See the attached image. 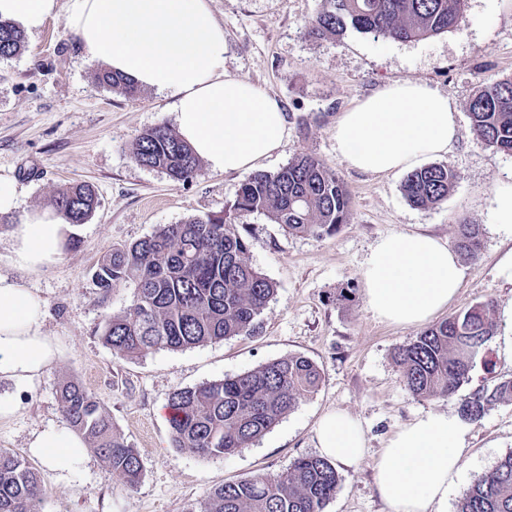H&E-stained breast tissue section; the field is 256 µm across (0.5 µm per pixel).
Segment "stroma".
I'll list each match as a JSON object with an SVG mask.
<instances>
[{"instance_id": "obj_1", "label": "stroma", "mask_w": 512, "mask_h": 512, "mask_svg": "<svg viewBox=\"0 0 512 512\" xmlns=\"http://www.w3.org/2000/svg\"><path fill=\"white\" fill-rule=\"evenodd\" d=\"M322 6L323 0H211L224 28L225 75L262 86L286 114L284 143L260 171L276 173L302 153L324 160L351 192L350 222L316 237L288 233L261 213L243 216L250 262L277 286L254 334L133 359L116 357L101 339L106 321L134 295L130 285L107 292L96 287L92 274L102 253L160 226L228 210L248 175L216 172L204 163L191 181L175 184L164 172L138 165L131 154L134 140L156 126L176 125L171 98L144 88L129 96L100 85L96 65L86 61L62 16L26 35L20 54L0 59V175L19 182L22 208L53 206L58 191L71 183L91 185L100 201L91 218L77 225L61 261L37 274L7 259L9 225L18 214L0 223V276L22 281L45 301L44 329L62 349L57 363L20 394L18 414L0 422V451L30 459L33 434L62 423L56 390L74 377L108 406L117 431L145 463L142 480L130 489L93 451L69 475L30 459L46 490L41 512H199L216 486L255 473L282 474L297 458L319 455L316 424L332 409L362 423L367 450L356 465L338 467L340 482L325 512H388L374 468L391 435L420 414L458 413L461 397L473 389L512 379V357L492 337L486 347L495 361L493 374L478 364L458 394L413 397L394 353L419 330L374 317L360 282L382 237L427 232L452 246L461 224H475L480 254L464 263L461 287L447 311L485 301L498 311L512 305V284L498 274L512 237L491 218L492 187L512 175V154L478 140L467 112L480 84L512 79V0H467L459 29L411 41L353 29L311 37L310 24ZM397 80L439 90L458 114V138L437 162L460 179L445 201L425 209L405 198L404 174L355 171L336 151L342 112ZM347 288L351 298L339 299ZM289 355L314 361L322 383L260 440L211 459L172 447L164 409L175 390ZM462 426L466 447L448 494L452 510L475 478L512 453V402L495 404L479 421Z\"/></svg>"}]
</instances>
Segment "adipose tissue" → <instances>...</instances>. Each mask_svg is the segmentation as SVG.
Wrapping results in <instances>:
<instances>
[{"label": "adipose tissue", "instance_id": "1", "mask_svg": "<svg viewBox=\"0 0 512 512\" xmlns=\"http://www.w3.org/2000/svg\"><path fill=\"white\" fill-rule=\"evenodd\" d=\"M88 62L172 99L177 131L213 170L245 172L278 151L286 121L264 88L224 74V30L209 0H0V20L40 31L56 13ZM458 135L447 96L416 81H394L357 100L336 124V149L349 167L396 174L447 153ZM17 182L0 176V214L20 213L9 234L10 263L39 273L62 256L73 226L53 208L21 211ZM462 260L425 233L381 238L361 270L372 314L385 322L421 326L457 295ZM44 302L19 281L0 277V380L16 393L0 397V421L20 410L28 391L60 353L43 328ZM316 439L336 465L352 466L366 448L364 431L343 411L326 412ZM465 432L458 416L426 413L388 439L375 484L389 512H448V491L460 468ZM32 456L68 474L88 457L67 424L48 426L28 444Z\"/></svg>", "mask_w": 512, "mask_h": 512}]
</instances>
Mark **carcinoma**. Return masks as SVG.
<instances>
[{
	"mask_svg": "<svg viewBox=\"0 0 512 512\" xmlns=\"http://www.w3.org/2000/svg\"><path fill=\"white\" fill-rule=\"evenodd\" d=\"M466 0H325L310 33L329 37L351 27L376 37L416 40L457 29ZM25 35L0 21V58L22 50ZM97 81L133 95L137 86L101 69ZM471 131L497 150L512 153V80L480 85L468 104ZM135 161L163 171L176 183L191 180L200 158L177 133L154 127L132 144ZM459 175L445 165L412 171L402 190L417 208L448 198ZM99 204L86 184L59 190L55 207L72 224L85 223ZM259 212L291 234L332 235L350 221L349 190L335 170L304 154L274 174L258 172L238 190L232 210L159 227L152 235L108 250L93 280L103 290L134 285L132 304L106 322L104 344L119 358L150 350H182L233 336H249L275 295L273 281L252 266L238 217ZM458 250L473 260L480 250L475 224L460 225ZM490 302L478 303L429 326L394 354L403 382L414 397L451 396L470 380L476 360L486 373L494 362L485 345L493 331ZM321 373L311 359L291 355L173 392L168 405L172 445L202 458L231 455L258 441L298 401L319 387ZM62 415L99 456L133 489L145 466L138 451L114 428L112 414L77 379L57 390ZM512 400V380L482 387L461 399L460 416L480 420L493 404ZM340 478L321 456H303L284 475L255 474L215 487L200 512H324ZM43 488L37 473L19 456L0 451V512H37ZM457 512H512V453L476 478L457 503Z\"/></svg>",
	"mask_w": 512,
	"mask_h": 512,
	"instance_id": "carcinoma-1",
	"label": "carcinoma"
}]
</instances>
